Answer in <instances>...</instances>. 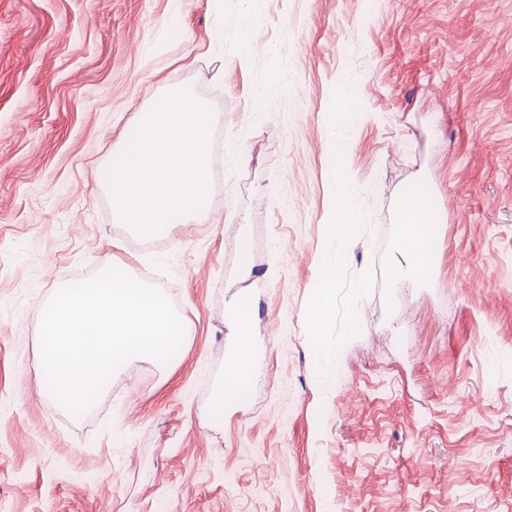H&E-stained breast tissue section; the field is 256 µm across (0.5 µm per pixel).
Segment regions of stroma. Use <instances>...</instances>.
I'll return each mask as SVG.
<instances>
[{
  "label": "stroma",
  "instance_id": "1",
  "mask_svg": "<svg viewBox=\"0 0 512 512\" xmlns=\"http://www.w3.org/2000/svg\"><path fill=\"white\" fill-rule=\"evenodd\" d=\"M370 3L0 0V512H512V0ZM185 86L218 199L137 252L93 173ZM341 88L363 235L317 350ZM416 190L432 275L378 287ZM114 258L174 285L190 336L75 418L37 391L41 315ZM244 338L251 385L215 416Z\"/></svg>",
  "mask_w": 512,
  "mask_h": 512
}]
</instances>
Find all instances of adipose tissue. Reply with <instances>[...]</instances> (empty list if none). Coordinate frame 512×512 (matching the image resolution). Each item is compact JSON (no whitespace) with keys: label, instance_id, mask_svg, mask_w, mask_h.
<instances>
[{"label":"adipose tissue","instance_id":"ef3b65f1","mask_svg":"<svg viewBox=\"0 0 512 512\" xmlns=\"http://www.w3.org/2000/svg\"><path fill=\"white\" fill-rule=\"evenodd\" d=\"M346 147L344 137H336L332 144V166L335 179L342 190L336 201V218L329 228L330 236L336 243L337 253H344L362 237V227L355 219V205L343 187L345 179ZM403 226L398 240L399 260L395 266L396 277L412 275L426 277L432 272L429 253V233L431 218L423 195L412 194L406 197L400 210ZM339 268L335 262H325L321 268L320 286L310 310V335L319 340L326 322L334 314L335 288Z\"/></svg>","mask_w":512,"mask_h":512}]
</instances>
